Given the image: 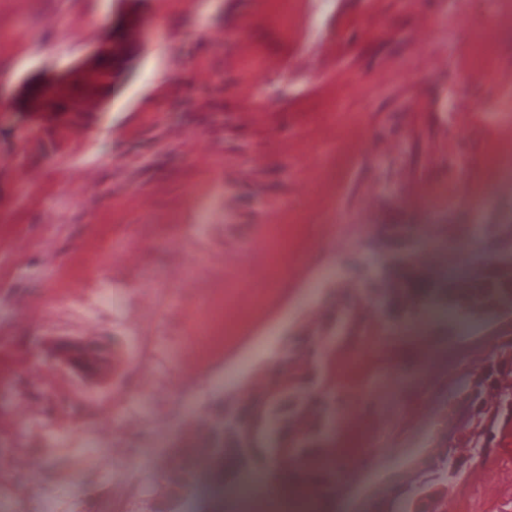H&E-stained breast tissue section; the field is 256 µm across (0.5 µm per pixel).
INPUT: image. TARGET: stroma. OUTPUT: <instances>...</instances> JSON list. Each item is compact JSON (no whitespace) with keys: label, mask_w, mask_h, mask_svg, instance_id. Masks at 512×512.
<instances>
[{"label":"stroma","mask_w":512,"mask_h":512,"mask_svg":"<svg viewBox=\"0 0 512 512\" xmlns=\"http://www.w3.org/2000/svg\"><path fill=\"white\" fill-rule=\"evenodd\" d=\"M128 6L0 0V462L26 469L43 457L39 484L67 512H96L105 487L125 495L129 512H155L170 495V461H129L128 448L169 433L197 448L199 420L249 394L286 349L312 342L318 316L349 286V306L370 319L363 335L335 337L313 360L308 383L332 391L336 414L306 445L350 450L359 477L342 492L344 512H374L453 432L466 397L457 378L512 356V335L499 333L512 325L510 304L463 323L437 300L397 329L376 316L366 288L380 224L409 225L442 288L445 267L503 255L512 86L498 75L512 70V26L490 21L512 16V0H138V55L81 136L44 152L17 109L23 82L83 62ZM475 71L480 80H468ZM271 125L279 144L265 138ZM327 221L341 225L338 242L322 240ZM272 229L274 252L263 244ZM474 239L485 251L467 250ZM91 252L117 308L96 301ZM247 272L271 277L262 303L239 282ZM171 286L183 303L158 319L151 291ZM203 291L229 304L224 346L200 374L162 348L151 385L160 408L141 417L140 335H179ZM58 336L109 338L107 382L80 385L34 353ZM186 385L191 409L169 414L165 401ZM510 433L512 413H502L457 440L479 454L435 480L448 512H512ZM91 435L102 444L96 459L82 454Z\"/></svg>","instance_id":"1"}]
</instances>
